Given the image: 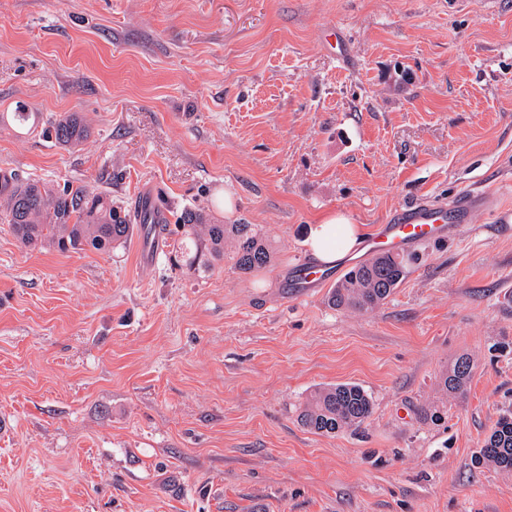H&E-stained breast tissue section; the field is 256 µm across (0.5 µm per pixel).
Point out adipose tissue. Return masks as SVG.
Here are the masks:
<instances>
[{"instance_id":"1","label":"adipose tissue","mask_w":512,"mask_h":512,"mask_svg":"<svg viewBox=\"0 0 512 512\" xmlns=\"http://www.w3.org/2000/svg\"><path fill=\"white\" fill-rule=\"evenodd\" d=\"M366 233L365 225L352 223L344 214L330 213L310 227L308 249L314 260L330 263L355 250Z\"/></svg>"}]
</instances>
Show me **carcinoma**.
Returning <instances> with one entry per match:
<instances>
[{"instance_id":"carcinoma-1","label":"carcinoma","mask_w":512,"mask_h":512,"mask_svg":"<svg viewBox=\"0 0 512 512\" xmlns=\"http://www.w3.org/2000/svg\"><path fill=\"white\" fill-rule=\"evenodd\" d=\"M35 127L39 113L21 106L0 114V125ZM48 135L65 148L82 145L91 135L90 127L76 112L65 113L48 122ZM184 234L189 236L187 265L210 266L224 259V246L232 247L230 260L243 273L269 265L273 252L254 224H214L202 210L186 209L180 216ZM0 224L24 248H53L59 252L92 248L110 252L125 247L135 230H147V219L136 220L112 202L106 192L70 185L54 188L44 182L0 170ZM404 254H382L352 267L330 290V304L340 310L369 312L392 295L406 273ZM473 364L459 356L441 381L445 393L460 394L469 383ZM370 396L359 385L340 383L312 391L298 419L317 434H336L357 429L370 417ZM476 467L491 465L512 474V410L499 416L477 455Z\"/></svg>"}]
</instances>
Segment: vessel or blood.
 Returning <instances> with one entry per match:
<instances>
[{"mask_svg":"<svg viewBox=\"0 0 512 512\" xmlns=\"http://www.w3.org/2000/svg\"><path fill=\"white\" fill-rule=\"evenodd\" d=\"M488 199L484 194L470 191L459 197L453 207L412 203L398 210L393 218L379 231L365 241L366 254L375 256L383 253H399L411 246L445 237L451 226L466 223L477 207L486 205ZM137 211H150L154 220L148 236L141 238L138 257L142 264L155 262L163 248L164 232L162 225L165 214L156 209L152 196L138 199ZM332 277L329 267L318 263L301 264L293 277L297 288H318L324 286Z\"/></svg>","mask_w":512,"mask_h":512,"instance_id":"obj_1","label":"vessel or blood"}]
</instances>
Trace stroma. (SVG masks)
<instances>
[{
    "label": "stroma",
    "instance_id": "35a3bbf8",
    "mask_svg": "<svg viewBox=\"0 0 512 512\" xmlns=\"http://www.w3.org/2000/svg\"><path fill=\"white\" fill-rule=\"evenodd\" d=\"M19 103L91 136L0 126V169L255 224L275 255L190 267L171 230L144 268L132 242L0 230V512H512V474L471 465L512 408V0H0ZM470 190L489 204L407 250L374 311L290 288L319 216L372 230ZM344 382L372 397L360 430L298 424ZM47 133L55 142L65 148L82 145L91 135L90 127L77 112L59 115L48 122ZM473 373V364L467 355L459 356L451 369L447 371L441 381V389L446 394H460L469 383Z\"/></svg>",
    "mask_w": 512,
    "mask_h": 512
}]
</instances>
